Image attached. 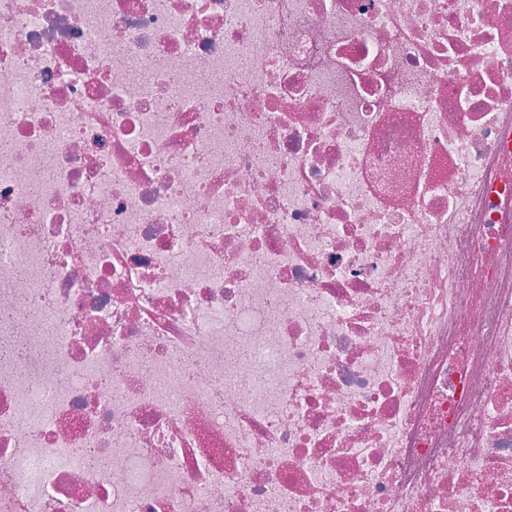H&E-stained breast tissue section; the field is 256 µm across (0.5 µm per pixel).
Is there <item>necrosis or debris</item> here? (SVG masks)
I'll return each instance as SVG.
<instances>
[{
  "label": "necrosis or debris",
  "instance_id": "necrosis-or-debris-1",
  "mask_svg": "<svg viewBox=\"0 0 512 512\" xmlns=\"http://www.w3.org/2000/svg\"><path fill=\"white\" fill-rule=\"evenodd\" d=\"M0 512H512V0H0Z\"/></svg>",
  "mask_w": 512,
  "mask_h": 512
}]
</instances>
